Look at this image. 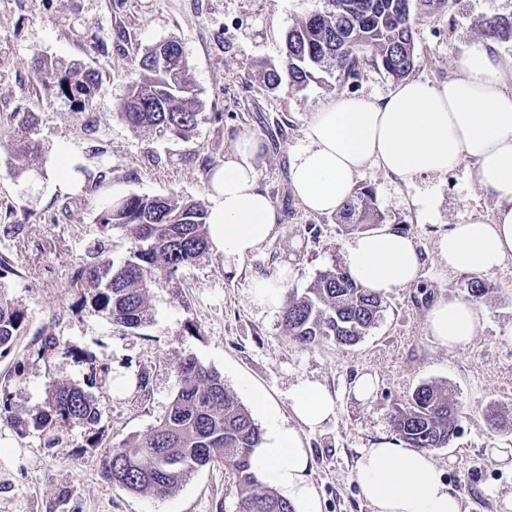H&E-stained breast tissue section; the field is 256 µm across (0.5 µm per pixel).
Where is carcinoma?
Wrapping results in <instances>:
<instances>
[{
	"label": "carcinoma",
	"mask_w": 512,
	"mask_h": 512,
	"mask_svg": "<svg viewBox=\"0 0 512 512\" xmlns=\"http://www.w3.org/2000/svg\"><path fill=\"white\" fill-rule=\"evenodd\" d=\"M414 26L412 0H325L323 10L288 30L282 68L263 71L262 83L274 90L286 77L301 89L332 70L347 83L359 77L365 59L402 79L415 65ZM484 35L512 41V16L487 17ZM137 70L138 79L118 106L121 118L136 130L190 137L198 126L199 100L180 43L166 40L149 48L137 60ZM37 73L44 86L74 105L93 103L99 84L93 70L40 56ZM35 123L31 113H17L7 129L13 168L19 174L30 171L40 153ZM96 208L100 233L120 229L131 247L115 262L104 256V240L94 242L70 287L78 291L83 306L133 332L153 319L150 292L156 282L209 255L208 211L193 199L135 194H107ZM338 214L339 223L351 230L385 220L373 206L368 187L354 192ZM384 304L381 295L334 265L320 272L302 295L287 296L282 323L289 337L306 347L328 341L353 346L376 326ZM25 326L24 312L0 289L1 358L11 354ZM176 373L175 395L163 418L149 432L106 453L99 462L102 476L130 494L162 498L197 470L222 464L238 489L236 512H295L288 499L259 483L255 456L262 432L223 379L193 357L180 361ZM101 416L98 400L79 384L50 385L41 408L26 418L15 414L10 393L0 390V421L23 435L38 432L48 448L60 430L75 427L84 430L83 446H96ZM458 422L459 409L448 390L428 382L418 385L391 419L404 447L425 450L448 446Z\"/></svg>",
	"instance_id": "cac0c4a2"
}]
</instances>
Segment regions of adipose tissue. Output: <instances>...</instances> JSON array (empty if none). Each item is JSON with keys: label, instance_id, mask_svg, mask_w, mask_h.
<instances>
[{"label": "adipose tissue", "instance_id": "1", "mask_svg": "<svg viewBox=\"0 0 512 512\" xmlns=\"http://www.w3.org/2000/svg\"><path fill=\"white\" fill-rule=\"evenodd\" d=\"M455 69L442 83L404 80L381 97L341 95L322 105L291 153L289 177L306 210L330 215L351 197L368 167L411 185L472 160L479 185L497 202L495 215L451 225L437 250L450 270L485 273L512 259V61L480 45L459 57ZM263 152L261 140L242 139L212 171L209 236L229 273L278 222L260 185ZM345 263L357 282L381 295L418 283L423 266L411 237L387 224L356 236ZM480 322V309L461 299L437 300L427 315L430 335L451 351L468 347ZM290 408L294 427L274 432L258 452L256 470L305 512H319L299 433L323 431L335 419V396L309 379L294 390ZM355 478L370 512H464L461 493L431 454L396 440L382 438L359 449Z\"/></svg>", "mask_w": 512, "mask_h": 512}]
</instances>
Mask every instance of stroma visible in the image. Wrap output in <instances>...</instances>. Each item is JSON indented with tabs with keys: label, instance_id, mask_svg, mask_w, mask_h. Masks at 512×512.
<instances>
[{
	"label": "stroma",
	"instance_id": "obj_1",
	"mask_svg": "<svg viewBox=\"0 0 512 512\" xmlns=\"http://www.w3.org/2000/svg\"><path fill=\"white\" fill-rule=\"evenodd\" d=\"M323 7L324 0H0V129L13 113H33L42 147L34 171L18 176L0 141V227H13L0 231V255L15 268L0 284L27 315L11 355L0 359V388L24 416L42 405L50 381L82 384L91 363L111 367L106 384L94 391L102 407L96 447H82L77 428L47 448L37 432L22 435L0 422V512H236V489L220 465L194 472L163 498L113 488L98 467L101 455L164 416L176 391V367L188 356L221 376L266 436L291 425L290 396L302 381L316 379L334 391L335 421L300 434L321 512H369L355 481L357 449L383 436L395 439L390 417L419 384L445 386L460 406V428L432 455L468 512H503L499 497L512 492V467L494 462L491 451L512 448V260L481 274L487 293L477 302L482 321L468 348L448 351L427 331L432 303L467 299L472 279L441 260L439 234L468 216L495 212L470 160L411 187L377 168L358 178V186L373 189L386 223L407 233L423 260L419 284L387 295L376 327L358 344L304 348L286 334L280 311L251 299L254 278L275 277L282 263L295 268L285 292L298 294L320 271L344 265L355 233L335 216L307 212L294 198L290 154L321 105L343 92L382 96L395 84L366 63L350 84L327 75L300 90L286 83L274 91L263 87L260 73L281 66L288 30ZM412 13L410 76L440 83L453 76L459 56L484 43L487 16L512 15V0H413ZM169 39L182 46L201 104L197 129L187 138L132 129L118 114L137 77L136 58ZM42 55L99 73L92 106L75 111L41 83L35 62ZM249 136L265 145L261 184L279 223L237 273L226 274L223 255L213 252L174 280H160L151 290L153 321L137 335L77 304L69 285L99 235L101 196L116 191L208 201L210 169ZM54 159L91 169L104 161L105 179L61 192ZM428 192L435 198L431 209L410 206L411 196ZM44 331L67 343L70 353L39 355ZM365 372L375 374L378 385L372 399L360 403L350 387ZM260 393L267 408L254 400Z\"/></svg>",
	"mask_w": 512,
	"mask_h": 512
}]
</instances>
